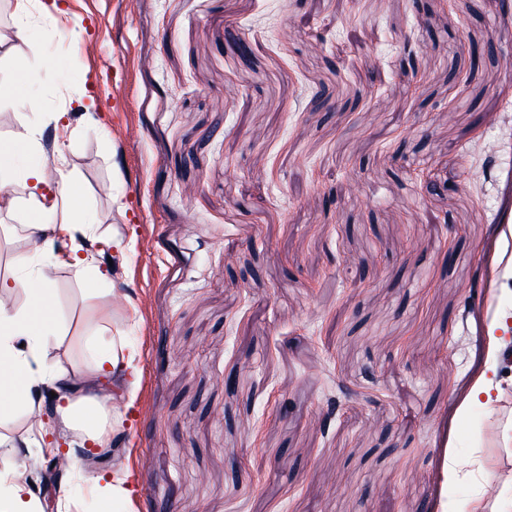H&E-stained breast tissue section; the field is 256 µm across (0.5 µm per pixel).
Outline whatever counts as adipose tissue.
Returning a JSON list of instances; mask_svg holds the SVG:
<instances>
[{"mask_svg":"<svg viewBox=\"0 0 512 512\" xmlns=\"http://www.w3.org/2000/svg\"><path fill=\"white\" fill-rule=\"evenodd\" d=\"M43 151L39 131L27 129L9 143L0 144V209L29 217L27 231L38 249L54 246L57 239L72 234L83 224L78 208L79 190L73 180L64 179L49 186L43 164L36 155ZM59 216L56 224L40 223V215ZM52 277L49 271L35 275H15L0 279V409L21 406L27 412L41 410L39 399L50 388L65 396L57 412L63 428L78 425L88 440L102 443L101 423L111 393L102 387L105 379H114L120 388L136 389L140 372L122 362L119 353H99L87 373L52 368L61 345L36 325L39 314L48 312ZM22 293L27 300L19 306L6 303V296ZM26 438H0L8 446L15 462L0 471V512H42V499L35 486L34 468L20 450Z\"/></svg>","mask_w":512,"mask_h":512,"instance_id":"1","label":"adipose tissue"}]
</instances>
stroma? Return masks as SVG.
<instances>
[{
  "mask_svg": "<svg viewBox=\"0 0 512 512\" xmlns=\"http://www.w3.org/2000/svg\"><path fill=\"white\" fill-rule=\"evenodd\" d=\"M27 8L20 40L15 0H0V85L17 65L34 73L0 94V140L40 126L54 180L65 138L92 223L40 257L67 327L60 365L90 368L122 333L141 371L105 418L107 448L65 476V512H100L91 480L119 467L136 488L128 512H512V342L489 336L512 307L500 0ZM476 44L495 53L474 70ZM426 178L473 190L428 195ZM22 223L0 213V275L31 250ZM72 248L119 269L88 290L52 266ZM492 361L490 414L470 400ZM45 424L0 415L36 467L46 447H85ZM474 456L480 472L449 477V459Z\"/></svg>",
  "mask_w": 512,
  "mask_h": 512,
  "instance_id": "obj_1",
  "label": "stroma"
}]
</instances>
